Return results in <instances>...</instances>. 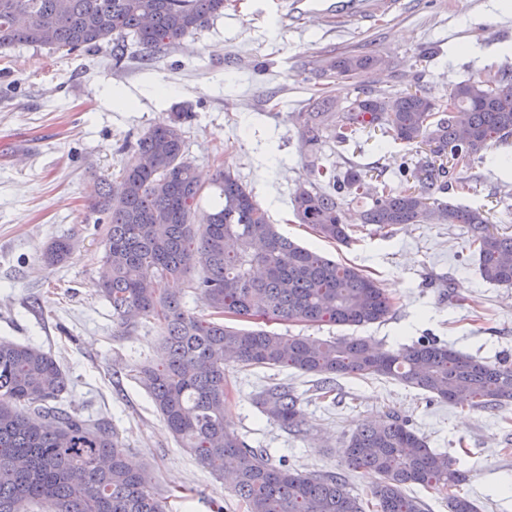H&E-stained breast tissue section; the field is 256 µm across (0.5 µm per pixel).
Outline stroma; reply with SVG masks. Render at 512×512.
Wrapping results in <instances>:
<instances>
[{"instance_id": "stroma-1", "label": "stroma", "mask_w": 512, "mask_h": 512, "mask_svg": "<svg viewBox=\"0 0 512 512\" xmlns=\"http://www.w3.org/2000/svg\"><path fill=\"white\" fill-rule=\"evenodd\" d=\"M226 0L224 12L150 61L114 64L111 46L64 56L45 46L0 52V341L33 343L69 378L65 406L111 419L128 460L145 468L172 512H241L224 475L203 467L175 441L136 364L159 362L156 321L120 325L99 291L104 229L87 222L101 178L129 161L149 128L179 109L188 154L202 182L218 164L233 168L279 231L298 244L361 269L393 303L387 319L358 336L395 350L422 337L486 361L512 357V288L485 281L464 225L410 224L376 229L346 201L349 244L318 237L293 215L292 193L306 182L307 150L294 120L316 89L312 68L348 51L381 55L393 69L362 75L376 94L413 82L434 97L458 82L512 70V12L504 0ZM331 163L351 160L406 188L399 164L427 147L361 134L359 148L322 145ZM468 194L438 191L489 212L512 233V138L489 148L468 172ZM71 238L64 264L41 259L53 239ZM226 421L271 461L287 456L306 472L338 471L344 442L391 410L430 448L452 456L467 480L457 492L478 512H512V406L487 409L444 402L388 378L343 377L336 400L317 399L315 377L281 367L231 368ZM286 383L301 400L302 435L268 419L255 402L265 386Z\"/></svg>"}]
</instances>
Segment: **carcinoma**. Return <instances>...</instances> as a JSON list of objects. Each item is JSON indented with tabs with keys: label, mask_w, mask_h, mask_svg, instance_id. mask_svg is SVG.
<instances>
[{
	"label": "carcinoma",
	"mask_w": 512,
	"mask_h": 512,
	"mask_svg": "<svg viewBox=\"0 0 512 512\" xmlns=\"http://www.w3.org/2000/svg\"><path fill=\"white\" fill-rule=\"evenodd\" d=\"M224 11V0H0V50L47 46L70 54L112 45L127 54H152L194 35ZM383 58L343 54L315 79L352 80L354 97L330 94L312 100L296 117L312 181L292 196L296 218L321 238L351 240L343 199L363 200L362 223L379 229L407 224H464L478 256L481 276L512 286V234L499 231L488 214L434 197L442 183L472 190L461 172L492 144L512 136V72L494 86L469 78L448 98L436 99L415 83L380 97L355 83ZM176 112L144 133L119 174L104 179L89 205L94 223L107 225L99 272L112 317L128 326L153 319L163 329L162 363H140L134 378L148 391L175 438L206 468L234 469L233 491L245 512H427L404 488L417 484L448 491L449 512H477L452 492L466 480L456 460L428 448L396 412L351 434L345 466L376 473L372 499L353 492L343 472L306 473L272 463L262 448H250L224 420L226 368L274 366L318 377L328 398L337 377L392 378L448 402L484 408L512 405V363L480 360L433 338L383 351L358 336L324 340L283 336L258 325L239 328L224 319L317 323L362 327L386 320L393 305L370 276L282 235L230 167L212 181L218 201L202 225L194 224L204 191L185 150ZM409 145L425 144L447 163L414 165L417 186L394 194L386 183L367 182L354 163L342 170L319 155L329 137L341 145L359 132ZM73 244L50 242L42 257L66 262ZM200 266L193 289L210 314L196 315L167 283ZM68 380L52 355L34 344L0 341V512H169L168 497L149 473L129 466L110 420H88L60 407ZM256 403L282 429L302 431L300 398L273 384Z\"/></svg>",
	"instance_id": "1"
}]
</instances>
